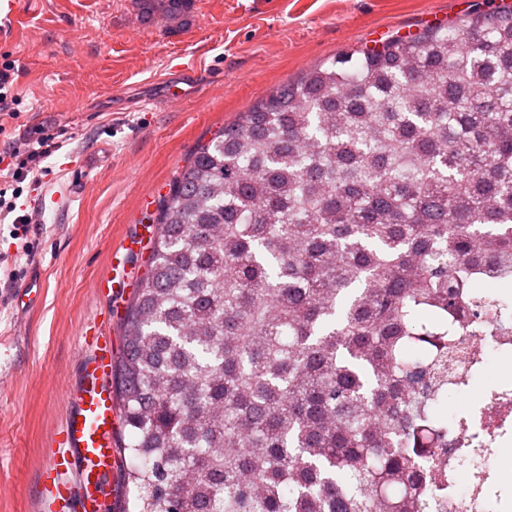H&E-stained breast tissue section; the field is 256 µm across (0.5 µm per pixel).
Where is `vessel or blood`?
Wrapping results in <instances>:
<instances>
[{"mask_svg":"<svg viewBox=\"0 0 512 512\" xmlns=\"http://www.w3.org/2000/svg\"><path fill=\"white\" fill-rule=\"evenodd\" d=\"M79 333L88 342L79 381L68 395L72 408L41 474L45 512H103L102 479L115 457L118 413L112 387V342L103 330L87 323Z\"/></svg>","mask_w":512,"mask_h":512,"instance_id":"obj_1","label":"vessel or blood"}]
</instances>
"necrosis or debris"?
Listing matches in <instances>:
<instances>
[{
    "label": "necrosis or debris",
    "instance_id": "4bbe7bcc",
    "mask_svg": "<svg viewBox=\"0 0 512 512\" xmlns=\"http://www.w3.org/2000/svg\"><path fill=\"white\" fill-rule=\"evenodd\" d=\"M493 318L451 328L450 343L463 347L462 365L447 386L417 382L421 394L440 402L447 389H469L491 355L512 358V305L492 307ZM426 482L435 512H512V373L489 389L481 405L453 415L431 432Z\"/></svg>",
    "mask_w": 512,
    "mask_h": 512
}]
</instances>
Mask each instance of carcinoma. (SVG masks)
Listing matches in <instances>:
<instances>
[{
	"label": "carcinoma",
	"instance_id": "carcinoma-1",
	"mask_svg": "<svg viewBox=\"0 0 512 512\" xmlns=\"http://www.w3.org/2000/svg\"><path fill=\"white\" fill-rule=\"evenodd\" d=\"M152 227L113 369L134 512H424L412 383L488 263L512 288V5L280 85Z\"/></svg>",
	"mask_w": 512,
	"mask_h": 512
}]
</instances>
